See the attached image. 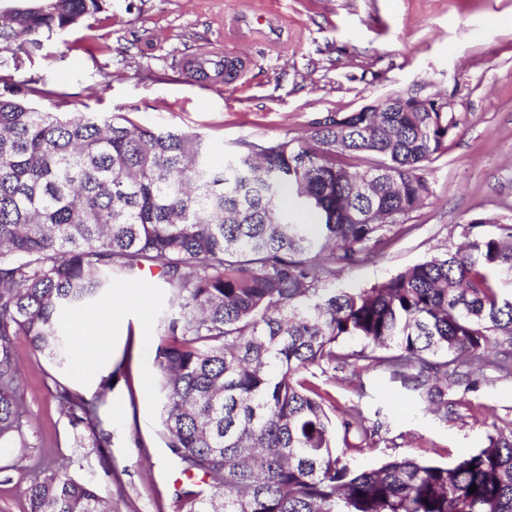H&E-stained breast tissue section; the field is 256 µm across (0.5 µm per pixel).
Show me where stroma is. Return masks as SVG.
I'll return each instance as SVG.
<instances>
[{"instance_id":"stroma-1","label":"stroma","mask_w":512,"mask_h":512,"mask_svg":"<svg viewBox=\"0 0 512 512\" xmlns=\"http://www.w3.org/2000/svg\"><path fill=\"white\" fill-rule=\"evenodd\" d=\"M246 57L240 80L202 89L181 57L208 43ZM26 75L68 93L69 110L120 114L149 127L202 135L215 161L255 142L308 136L327 114L353 112L391 95L442 103L457 126L447 151L425 164L432 193L412 212L414 229L343 272L359 288L463 242L475 218L512 224V0H106L104 11L43 41ZM148 308L105 297L85 312L105 330L112 361L92 373L60 370L26 341L17 344L28 447L0 448V512H27L38 471L63 467L93 482L112 512H176L185 481L165 445L162 395L146 388L168 291L157 270L142 272ZM476 386L455 388L447 418L422 411L383 368L339 369L318 383L336 402V419L358 409L376 434L351 437L347 458L379 467L391 458L452 461L480 447L493 427H512V377L473 371ZM112 390L98 417L111 444L81 447L54 397L55 382L93 395Z\"/></svg>"}]
</instances>
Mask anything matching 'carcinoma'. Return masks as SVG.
Returning <instances> with one entry per match:
<instances>
[{
  "mask_svg": "<svg viewBox=\"0 0 512 512\" xmlns=\"http://www.w3.org/2000/svg\"><path fill=\"white\" fill-rule=\"evenodd\" d=\"M103 2L0 10V447H27L18 341L69 365V319L148 265L169 292L154 356L166 447L210 488L177 489L181 512H512L511 427L448 464L356 468L315 382L371 361L446 416L461 362L512 375V224H470L463 247L336 286L430 195L422 168L446 149L447 113L329 114L304 139L243 140L217 166L197 133L66 112V94L18 78L31 50ZM55 398L87 447L109 446L99 397L58 382ZM26 499L27 512H112L58 469Z\"/></svg>",
  "mask_w": 512,
  "mask_h": 512,
  "instance_id": "obj_1",
  "label": "carcinoma"
}]
</instances>
